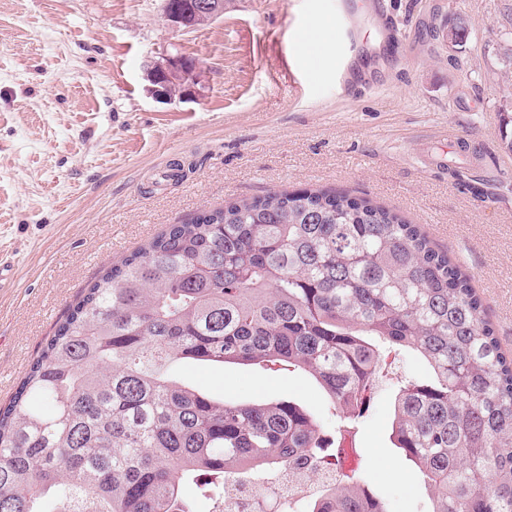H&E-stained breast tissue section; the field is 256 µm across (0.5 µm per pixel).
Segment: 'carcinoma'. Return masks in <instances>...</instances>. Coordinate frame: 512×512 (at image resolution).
Masks as SVG:
<instances>
[{
  "label": "carcinoma",
  "instance_id": "obj_1",
  "mask_svg": "<svg viewBox=\"0 0 512 512\" xmlns=\"http://www.w3.org/2000/svg\"><path fill=\"white\" fill-rule=\"evenodd\" d=\"M380 340L427 369L396 391L390 440L430 512H512V354L471 277L393 210L307 188L170 224L82 291L0 407V512H195L190 482L216 512L247 464L332 472L349 454V482L305 512H385L353 435ZM181 363L309 376L335 443L308 407L218 399Z\"/></svg>",
  "mask_w": 512,
  "mask_h": 512
}]
</instances>
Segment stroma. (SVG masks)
Returning <instances> with one entry per match:
<instances>
[{"label": "stroma", "mask_w": 512, "mask_h": 512, "mask_svg": "<svg viewBox=\"0 0 512 512\" xmlns=\"http://www.w3.org/2000/svg\"><path fill=\"white\" fill-rule=\"evenodd\" d=\"M164 0H0V404L83 288L170 224L230 200L333 189L398 211L448 251L512 354V0H224L170 27ZM462 17L468 35L440 31ZM321 48L310 68L302 35ZM199 92L148 91L162 54ZM227 400L293 399L327 418L305 375L179 366ZM410 350L385 372L356 444L387 512H427L392 448L394 382L425 376ZM148 80L152 95L174 101L195 92L196 87L201 84V73L189 57L178 52L169 53L153 65ZM177 85L182 88V93L170 94L168 90Z\"/></svg>", "instance_id": "obj_1"}]
</instances>
